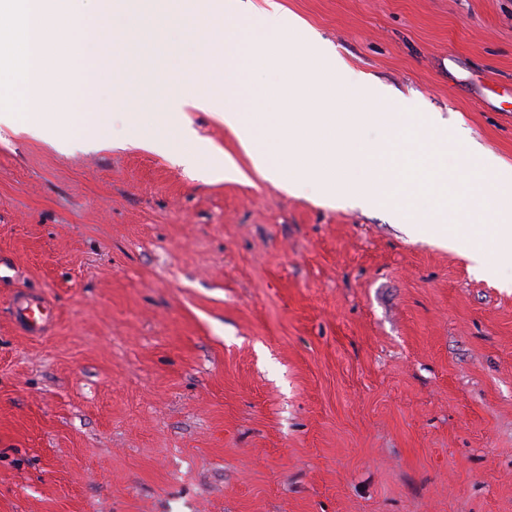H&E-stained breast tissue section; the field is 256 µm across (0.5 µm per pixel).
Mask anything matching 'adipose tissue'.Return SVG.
<instances>
[{
	"mask_svg": "<svg viewBox=\"0 0 512 512\" xmlns=\"http://www.w3.org/2000/svg\"><path fill=\"white\" fill-rule=\"evenodd\" d=\"M181 140L183 146L177 150H169L166 140H149L150 149L169 153L174 164L188 169H196L209 180L221 181L234 179L238 169L232 160L226 159L223 153L211 144L200 139L190 127H182Z\"/></svg>",
	"mask_w": 512,
	"mask_h": 512,
	"instance_id": "ef3b65f1",
	"label": "adipose tissue"
}]
</instances>
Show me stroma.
Instances as JSON below:
<instances>
[{"instance_id": "35a3bbf8", "label": "stroma", "mask_w": 512, "mask_h": 512, "mask_svg": "<svg viewBox=\"0 0 512 512\" xmlns=\"http://www.w3.org/2000/svg\"><path fill=\"white\" fill-rule=\"evenodd\" d=\"M394 112L454 116L457 193L512 166V0H276ZM142 136L182 124L240 175L133 144L65 154L0 127V512H512V288L384 212L263 180L211 113L162 102L203 40L126 42ZM56 323L30 338L16 291Z\"/></svg>"}]
</instances>
